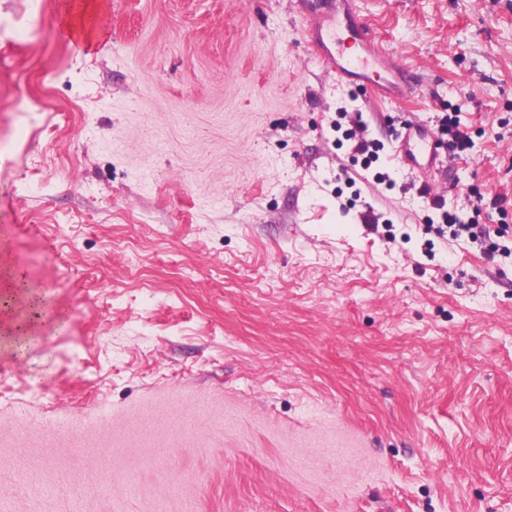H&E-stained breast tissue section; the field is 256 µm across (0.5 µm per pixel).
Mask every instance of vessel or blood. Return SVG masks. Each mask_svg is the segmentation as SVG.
Returning a JSON list of instances; mask_svg holds the SVG:
<instances>
[{"mask_svg": "<svg viewBox=\"0 0 512 512\" xmlns=\"http://www.w3.org/2000/svg\"><path fill=\"white\" fill-rule=\"evenodd\" d=\"M348 8L344 14L346 28H339L335 15H328L327 26L319 31L323 65L332 66L336 71L337 81L364 79L369 57L387 59L388 64L380 80L367 82L366 88L383 95L384 102L397 106L406 99L412 86L404 77L405 70L390 61V53L375 44L360 18V9L356 0H347ZM396 165L411 174H422L436 169L440 164L437 152V138L427 126L417 120L401 122L394 149Z\"/></svg>", "mask_w": 512, "mask_h": 512, "instance_id": "obj_1", "label": "vessel or blood"}]
</instances>
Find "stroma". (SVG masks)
<instances>
[{"label":"stroma","instance_id":"1","mask_svg":"<svg viewBox=\"0 0 512 512\" xmlns=\"http://www.w3.org/2000/svg\"><path fill=\"white\" fill-rule=\"evenodd\" d=\"M362 7L399 108L318 65L322 0H0V271L46 302L0 512H512V255L417 195L505 196L512 242V0ZM456 108L472 154L398 170ZM398 130L393 156L395 164L415 175L437 169L441 160L435 134L417 120L400 121Z\"/></svg>","mask_w":512,"mask_h":512}]
</instances>
